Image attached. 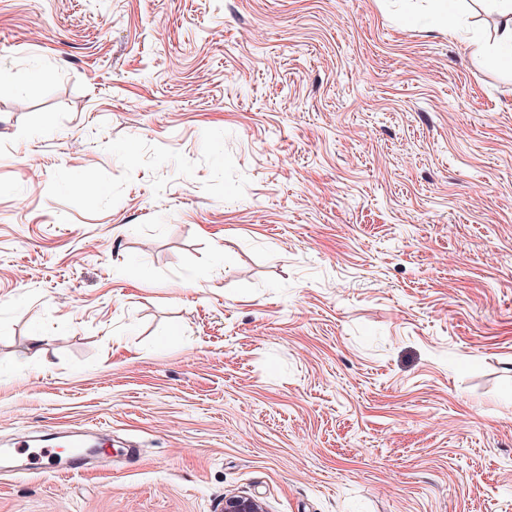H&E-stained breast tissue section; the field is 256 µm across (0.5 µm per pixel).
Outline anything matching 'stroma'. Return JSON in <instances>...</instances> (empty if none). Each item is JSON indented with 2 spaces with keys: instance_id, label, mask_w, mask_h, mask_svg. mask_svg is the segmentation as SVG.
<instances>
[{
  "instance_id": "stroma-1",
  "label": "stroma",
  "mask_w": 512,
  "mask_h": 512,
  "mask_svg": "<svg viewBox=\"0 0 512 512\" xmlns=\"http://www.w3.org/2000/svg\"><path fill=\"white\" fill-rule=\"evenodd\" d=\"M0 0V512H512V69L460 0ZM81 438H71L56 443L57 448H71L68 452L58 455L55 448H46L47 454L38 461L31 459L26 453L25 459H16L19 455H25L20 448H4L3 454L8 465L4 467V473L15 477L24 476L34 470H45L57 475H78L84 473L92 460L103 470H112V452L102 453L100 446L90 444L85 435ZM15 457V458H14Z\"/></svg>"
}]
</instances>
